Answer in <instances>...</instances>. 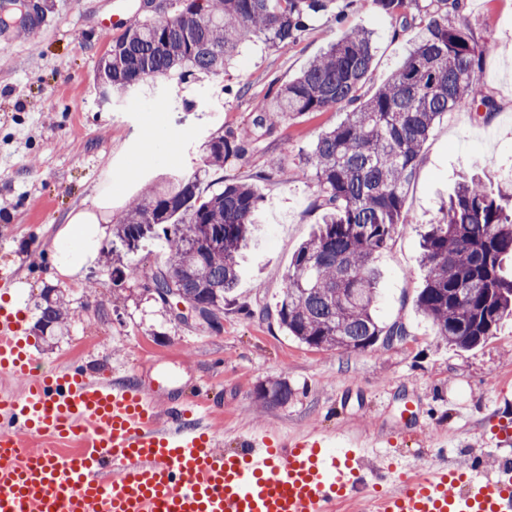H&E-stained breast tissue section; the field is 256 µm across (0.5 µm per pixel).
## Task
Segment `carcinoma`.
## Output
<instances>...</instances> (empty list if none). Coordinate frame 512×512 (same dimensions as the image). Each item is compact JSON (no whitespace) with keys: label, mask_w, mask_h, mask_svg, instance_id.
<instances>
[{"label":"carcinoma","mask_w":512,"mask_h":512,"mask_svg":"<svg viewBox=\"0 0 512 512\" xmlns=\"http://www.w3.org/2000/svg\"><path fill=\"white\" fill-rule=\"evenodd\" d=\"M331 0H163L112 39L98 79L103 96L155 77L187 81L224 74L228 61L249 38L273 48L297 41L312 13ZM401 27L404 0H376ZM465 0H430L404 63L368 94L375 47L369 33L354 30L313 59L275 96L257 108L244 130H228L203 145L199 166L175 174L158 189L133 199L113 223L118 240L137 233L147 242L163 239L169 259L160 268L115 266L112 282L138 278L150 292L163 272L167 292L224 312L238 279V258L257 222L259 196L253 184L231 180L206 197L203 176L243 156L272 135L289 114L348 109L346 118L322 132L306 163L315 171L322 224L301 244L289 267L288 288L276 305L279 324L300 343L360 353L407 335L406 328L376 318L378 271L375 255L386 250L398 225L407 223L403 188L413 177L435 122L455 110L497 112L480 80L486 46L461 22ZM224 227V244L205 255L196 249L206 225ZM425 270L416 309L436 335L462 352L497 335L512 316V180L472 177L458 184L448 208L421 242ZM45 293L39 328L68 318L63 299ZM285 381L258 389L263 403H284Z\"/></svg>","instance_id":"cac0c4a2"}]
</instances>
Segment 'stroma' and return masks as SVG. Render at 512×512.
Segmentation results:
<instances>
[{
  "instance_id": "1",
  "label": "stroma",
  "mask_w": 512,
  "mask_h": 512,
  "mask_svg": "<svg viewBox=\"0 0 512 512\" xmlns=\"http://www.w3.org/2000/svg\"><path fill=\"white\" fill-rule=\"evenodd\" d=\"M47 21L39 39L0 29V274L13 275V298L29 317L23 331L49 364L82 362L90 372L118 371L147 384L179 379L186 397L201 382L213 391L201 419L224 447H236L256 427L302 434H385L428 469L438 448L456 457L481 448L486 434L512 423V319L497 336L460 353L443 343L415 308L422 284L420 234L464 178L512 175V0H467V19L487 52L480 79L498 111L490 122L461 110L436 123L414 179L404 188L408 223L399 225L374 264L381 272L377 317L404 323L408 335L347 354L306 346L280 327L276 304L288 285L290 261L321 219L314 172L306 163L318 135L345 112L291 115L247 155L213 170L200 190L247 178L261 197L259 226L241 260L242 274L225 306L222 326L202 330L180 321L142 282L114 285L108 259L157 267L168 257L161 241L126 252L111 239L76 277L54 264V244L68 217L80 211L109 224L133 198L162 177L192 172L199 145L244 126L256 103L298 76L328 44L354 29L376 47L367 90H375L407 58L414 30L376 0H330L285 49L245 41L226 73L180 84L162 77L104 99L98 65L109 48V15L137 17L138 0H83L67 14L62 0H35ZM195 102L184 111L181 98ZM287 150L278 170L268 160ZM55 289L75 315L54 333L34 334L44 289ZM286 380L288 402L260 407L259 386ZM416 415H409L408 406Z\"/></svg>"
}]
</instances>
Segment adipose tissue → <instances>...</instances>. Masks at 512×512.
<instances>
[{"mask_svg":"<svg viewBox=\"0 0 512 512\" xmlns=\"http://www.w3.org/2000/svg\"><path fill=\"white\" fill-rule=\"evenodd\" d=\"M69 234L57 242V262L60 271L74 273L94 260L107 229L94 214L79 212L68 220Z\"/></svg>","mask_w":512,"mask_h":512,"instance_id":"adipose-tissue-1","label":"adipose tissue"}]
</instances>
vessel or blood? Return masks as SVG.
<instances>
[{
  "label": "vessel or blood",
  "mask_w": 512,
  "mask_h": 512,
  "mask_svg": "<svg viewBox=\"0 0 512 512\" xmlns=\"http://www.w3.org/2000/svg\"><path fill=\"white\" fill-rule=\"evenodd\" d=\"M21 302L0 301V512H512V428L465 463L423 471L376 439L288 436L261 428L235 448L190 421L176 381L164 390L72 367L40 373ZM44 445L28 447V439ZM77 441V453L58 443Z\"/></svg>",
  "instance_id": "obj_1"
}]
</instances>
